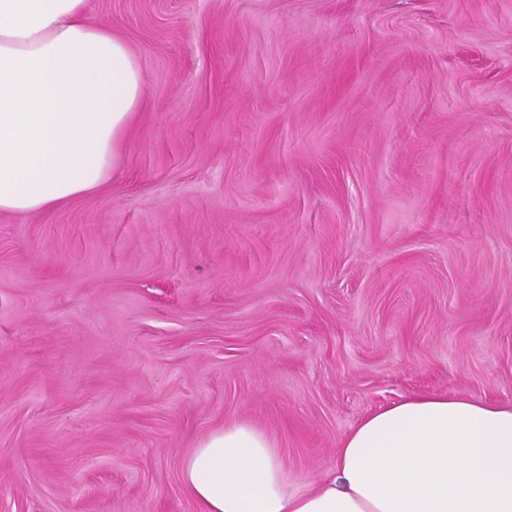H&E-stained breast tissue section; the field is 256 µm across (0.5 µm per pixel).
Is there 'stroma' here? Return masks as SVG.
<instances>
[{
	"mask_svg": "<svg viewBox=\"0 0 512 512\" xmlns=\"http://www.w3.org/2000/svg\"><path fill=\"white\" fill-rule=\"evenodd\" d=\"M144 68L109 180L0 213V512H196L420 393L512 404V0H88Z\"/></svg>",
	"mask_w": 512,
	"mask_h": 512,
	"instance_id": "obj_1",
	"label": "stroma"
}]
</instances>
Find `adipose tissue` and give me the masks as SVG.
<instances>
[{"label": "adipose tissue", "mask_w": 512, "mask_h": 512, "mask_svg": "<svg viewBox=\"0 0 512 512\" xmlns=\"http://www.w3.org/2000/svg\"><path fill=\"white\" fill-rule=\"evenodd\" d=\"M87 0H0V213L101 188L145 91L143 67ZM198 512H512V406L420 394L364 418L336 466L289 481L275 443L233 425L181 464Z\"/></svg>", "instance_id": "ef3b65f1"}]
</instances>
